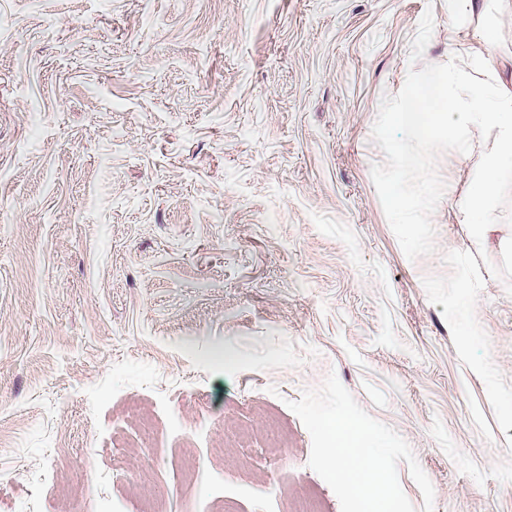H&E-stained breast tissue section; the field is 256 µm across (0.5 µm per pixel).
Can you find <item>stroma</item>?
<instances>
[{
	"label": "stroma",
	"instance_id": "stroma-1",
	"mask_svg": "<svg viewBox=\"0 0 512 512\" xmlns=\"http://www.w3.org/2000/svg\"><path fill=\"white\" fill-rule=\"evenodd\" d=\"M512 0H0V512H341L290 402L336 375L433 512H512V179L490 245L445 151L409 260L382 96Z\"/></svg>",
	"mask_w": 512,
	"mask_h": 512
}]
</instances>
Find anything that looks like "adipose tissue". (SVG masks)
I'll return each mask as SVG.
<instances>
[{"label":"adipose tissue","mask_w":512,"mask_h":512,"mask_svg":"<svg viewBox=\"0 0 512 512\" xmlns=\"http://www.w3.org/2000/svg\"><path fill=\"white\" fill-rule=\"evenodd\" d=\"M468 65L482 73L480 84L452 95L441 88L431 95H411L405 110L395 113L394 121L421 134L428 143L432 140L428 123L436 112L457 116L456 137L461 151L466 156L479 155L484 170L459 205L464 223L470 226V242L477 247L496 211L499 185L505 176H512V89L502 84L484 51L449 49V69Z\"/></svg>","instance_id":"ef3b65f1"}]
</instances>
